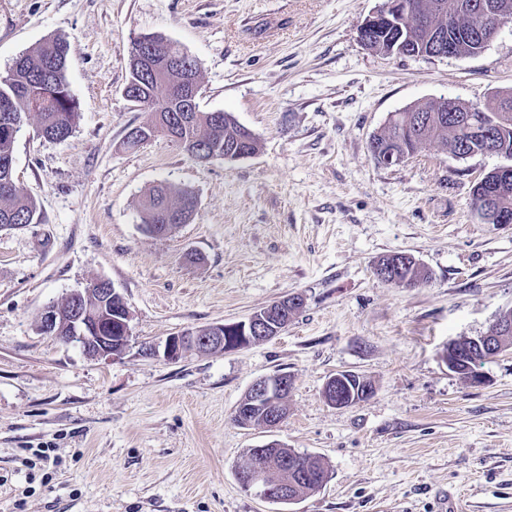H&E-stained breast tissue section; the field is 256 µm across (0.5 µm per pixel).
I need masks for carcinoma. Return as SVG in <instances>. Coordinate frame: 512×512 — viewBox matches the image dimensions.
Listing matches in <instances>:
<instances>
[{"mask_svg":"<svg viewBox=\"0 0 512 512\" xmlns=\"http://www.w3.org/2000/svg\"><path fill=\"white\" fill-rule=\"evenodd\" d=\"M478 24L475 16H459L454 24L446 28L448 43L455 46L458 56H475L484 50V45L474 37ZM402 23L375 32L371 36L368 50L385 55L400 54L399 45L407 33L401 32ZM144 55L163 63L160 70H144L130 66V78L125 86L126 94L143 101L151 118L128 132L124 144L138 148L153 138L171 134L176 142L188 151L224 152L246 136L243 127L232 117L217 122L212 113L202 112L196 105H188L183 95L184 78L199 80L200 66L196 59L185 53L176 43L160 39L142 47ZM67 44L58 37L44 39L32 52L16 59L8 75L0 79V228H13L35 224L39 213L35 200L19 189L14 179V146L16 135L9 126H23L35 117L38 131L52 141L68 138L76 128L81 113L79 103L65 78ZM163 112L156 113V108ZM497 133L496 141L504 154L512 157V94H495L483 104L458 101L456 111L442 112L436 101L416 106L411 111L393 114L388 125L373 139L388 149H396L413 155L424 143H439L448 154L459 157L461 151L480 150L486 136L483 126ZM493 191L496 201L512 209V179L497 181L494 175L487 176L485 185L472 192L474 210L482 207V194ZM191 194L177 192L166 184L153 186L140 203L142 224L146 226L169 225L183 215ZM399 285L405 279L427 280L428 273L418 265L393 270ZM278 453L288 456L290 466L299 471L310 470L317 476L328 475L325 467L316 459L300 455L289 448H280Z\"/></svg>","mask_w":512,"mask_h":512,"instance_id":"1","label":"carcinoma"}]
</instances>
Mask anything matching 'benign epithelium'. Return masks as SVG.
<instances>
[{"mask_svg": "<svg viewBox=\"0 0 512 512\" xmlns=\"http://www.w3.org/2000/svg\"><path fill=\"white\" fill-rule=\"evenodd\" d=\"M466 8L485 21L493 23L492 29L475 28V35L484 45H489L501 27L512 22V0H498L493 4L474 3ZM408 25V29L421 28L429 39L443 44L442 32L428 25L417 0H387L385 5L373 11L359 29L360 42L368 41L371 30L382 22L392 18ZM480 219L487 224H512V212L502 208L498 202L489 200L479 211ZM115 288L98 289L97 305L87 304L84 292L74 291L66 296L67 302L51 303L40 315L42 331L54 335L64 343H78L91 358L111 359L122 355L130 343L129 311L124 308L112 311V293ZM288 299L273 302L251 314L246 320L221 324L213 328L208 336L199 335L196 330H186L167 338L164 344V356L176 361L190 347L210 348L216 346L226 351L238 350L257 342H263L278 335L287 325ZM342 376L336 373L330 376L324 393L331 397V403L337 408L347 405L346 394L340 392ZM292 389V379L286 374H278L257 379L245 394L234 415L236 423L242 427L254 425L253 412L262 417V426L273 428L287 414L286 400ZM265 444L252 449L253 463L245 469L241 478L244 489L256 493L268 501L293 503L298 500L294 494V485L278 476V469L267 463Z\"/></svg>", "mask_w": 512, "mask_h": 512, "instance_id": "7a95c632", "label": "benign epithelium"}]
</instances>
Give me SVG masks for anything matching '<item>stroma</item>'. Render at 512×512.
Instances as JSON below:
<instances>
[{"instance_id":"1","label":"stroma","mask_w":512,"mask_h":512,"mask_svg":"<svg viewBox=\"0 0 512 512\" xmlns=\"http://www.w3.org/2000/svg\"><path fill=\"white\" fill-rule=\"evenodd\" d=\"M382 2L0 0V77L62 37L81 112L65 140L31 119L15 141L40 219L0 229V512H441L448 495L455 512H512V349L481 365V385L443 360L512 312V224L472 207L504 159L428 145L384 167L370 150L394 112L512 92V24L473 57L382 55L359 41ZM156 33L198 61L200 109L230 113L256 154L201 163L166 138L125 147L149 118L123 94L131 44ZM161 182L197 205L153 236L139 200ZM396 252L428 281L378 279ZM97 280L130 315L113 359L39 327L47 305ZM293 294L302 310L267 341L162 353L171 335ZM340 371L374 394L329 405ZM280 373L293 379L286 418L238 426L249 387ZM272 441L320 459L322 487L288 505L243 489L248 449Z\"/></svg>"}]
</instances>
